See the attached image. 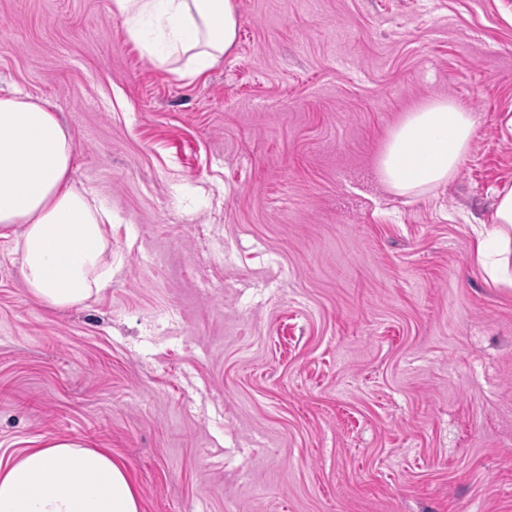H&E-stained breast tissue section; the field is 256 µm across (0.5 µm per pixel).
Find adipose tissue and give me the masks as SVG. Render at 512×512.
I'll return each mask as SVG.
<instances>
[{"label": "adipose tissue", "instance_id": "ef3b65f1", "mask_svg": "<svg viewBox=\"0 0 512 512\" xmlns=\"http://www.w3.org/2000/svg\"><path fill=\"white\" fill-rule=\"evenodd\" d=\"M150 61L155 40L188 70L216 62L235 43L232 0H113ZM472 112L449 97L418 103L389 130L376 156L380 183L410 196L458 174L470 151ZM71 144L43 100L0 97V237L18 235L20 271L41 302L67 310L112 282L107 226L112 213L70 182ZM495 283L512 286V185L496 193ZM0 512H139L137 493L110 452L54 440L0 469Z\"/></svg>", "mask_w": 512, "mask_h": 512}]
</instances>
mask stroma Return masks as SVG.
<instances>
[{
    "mask_svg": "<svg viewBox=\"0 0 512 512\" xmlns=\"http://www.w3.org/2000/svg\"><path fill=\"white\" fill-rule=\"evenodd\" d=\"M202 73L112 0H0V88L49 102L112 212V285L57 310L0 238V466L68 440L140 512H512V0H233ZM476 116L445 186L372 167L422 100ZM486 240L493 248L494 270L492 279L496 284L512 286V185H504L496 192L493 223L486 230Z\"/></svg>",
    "mask_w": 512,
    "mask_h": 512,
    "instance_id": "35a3bbf8",
    "label": "stroma"
}]
</instances>
